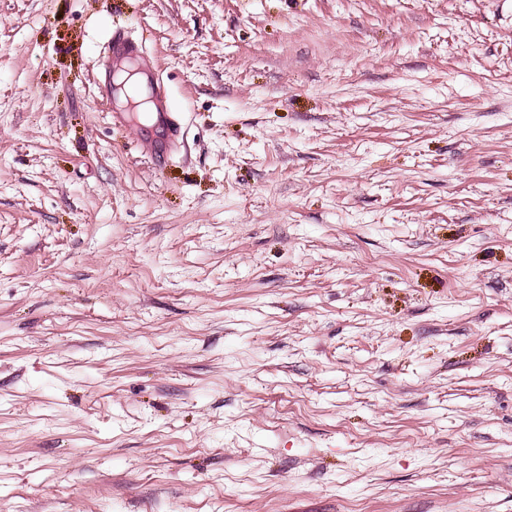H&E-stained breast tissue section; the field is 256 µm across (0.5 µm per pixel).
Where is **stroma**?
Instances as JSON below:
<instances>
[{"label":"stroma","mask_w":512,"mask_h":512,"mask_svg":"<svg viewBox=\"0 0 512 512\" xmlns=\"http://www.w3.org/2000/svg\"><path fill=\"white\" fill-rule=\"evenodd\" d=\"M0 512H512V0H0ZM141 76V81L143 87L146 90L147 96H153L155 112L153 114L152 123L148 126L146 132V141L149 146L154 149L163 148L171 134V136H176L177 128L174 127L171 118L164 110L161 95L156 88H153V76H152V67L145 65L143 68L139 69V73ZM150 89L153 90V93H150Z\"/></svg>","instance_id":"1"}]
</instances>
